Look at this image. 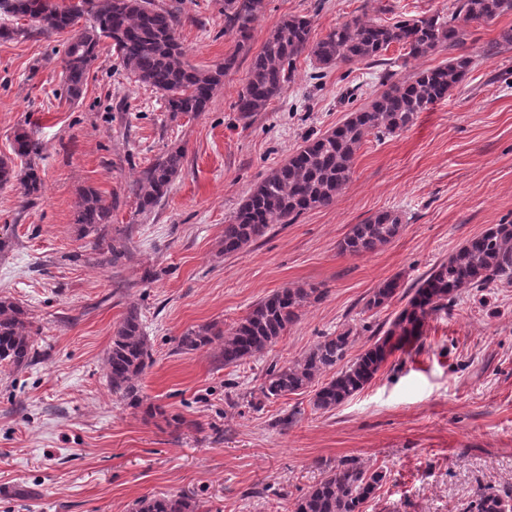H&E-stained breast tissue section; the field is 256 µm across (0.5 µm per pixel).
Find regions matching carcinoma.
<instances>
[{"mask_svg":"<svg viewBox=\"0 0 512 512\" xmlns=\"http://www.w3.org/2000/svg\"><path fill=\"white\" fill-rule=\"evenodd\" d=\"M266 0H224L225 31L237 36L243 47L252 38V23L264 12ZM25 23L14 28L1 26L0 37L32 34L47 37L69 34L63 51V72L68 97L81 98L84 82L98 58L103 38L112 40L116 58L125 70L158 93L175 114H198L206 110L224 75L233 68L236 55L208 69L185 61L177 30L180 17L155 0H0V15ZM512 15V0H454L448 15L434 13L385 24L362 14L337 25L323 38L311 40V22L300 16L283 19L266 37L253 59L246 84L236 101L245 116L263 111L281 93L303 53L323 66L368 62L385 64L383 52L395 44L405 50L403 62L431 55L442 48L459 51L448 62L416 73L410 79L393 80L372 102L348 115L332 131L308 136L288 159L259 182L224 225V254L243 252L267 234L275 224H293L304 213L332 206L347 185L357 151L370 134H393L407 129L417 113L445 99L466 77L473 58L460 52L471 22L491 21ZM512 47V28L487 44L483 56L492 58ZM13 151L26 159L18 171L0 160V186L18 183L26 199L42 195L43 180L36 159L43 146L26 133L15 136ZM184 152L175 149L161 155L136 180L131 193L138 211L150 213L167 195L173 179L182 170ZM75 223L85 238L112 223V205L94 189L84 190L76 203ZM403 227L393 211L377 212L352 225L340 249L360 256L390 243ZM102 262L113 267L129 257L127 234L115 230ZM496 280L512 281V223L497 224L467 240L448 259L436 264L412 288L406 305L395 315L383 335L354 361L335 371L350 346L348 332L322 337L300 358L272 366L260 386L266 399H279L311 386L321 375L335 371L317 387L313 406L329 411L360 392L397 351L418 342L427 319L448 308L462 292L485 288ZM400 284L389 279L372 289L365 301L368 310L388 306L398 295ZM325 291L317 287H285L259 301L229 331L216 323L187 329L177 339L185 352L215 348L224 365H238L275 344L295 323L307 304L319 301ZM34 320L29 309L0 296V367L18 369L29 365L36 354ZM152 363L151 348L140 311L131 306L112 336L105 360L106 377L113 393L134 407L142 402L140 380ZM387 480V473L369 469L356 458L346 459L298 499L292 512H362L363 504ZM131 512H199V504L182 495L143 497ZM471 512H512V495L481 488Z\"/></svg>","mask_w":512,"mask_h":512,"instance_id":"cac0c4a2","label":"carcinoma"}]
</instances>
